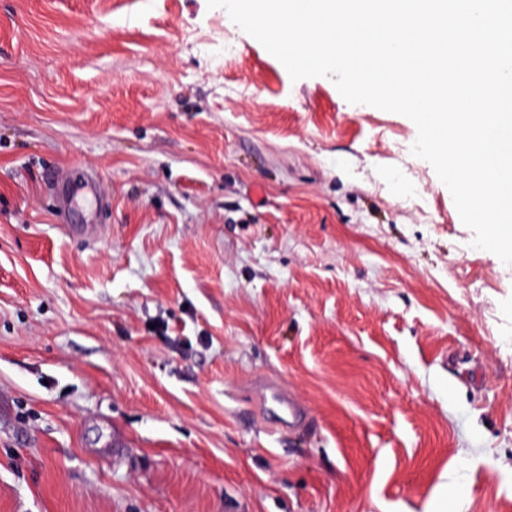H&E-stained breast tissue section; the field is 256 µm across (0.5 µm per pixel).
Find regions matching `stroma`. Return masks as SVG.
<instances>
[{"label": "stroma", "mask_w": 512, "mask_h": 512, "mask_svg": "<svg viewBox=\"0 0 512 512\" xmlns=\"http://www.w3.org/2000/svg\"><path fill=\"white\" fill-rule=\"evenodd\" d=\"M416 137L207 0H0V512H512V265ZM255 395L264 412L272 407L281 412L280 423L283 426L295 428L302 425L308 416L304 404L277 381H260L255 386Z\"/></svg>", "instance_id": "35a3bbf8"}]
</instances>
